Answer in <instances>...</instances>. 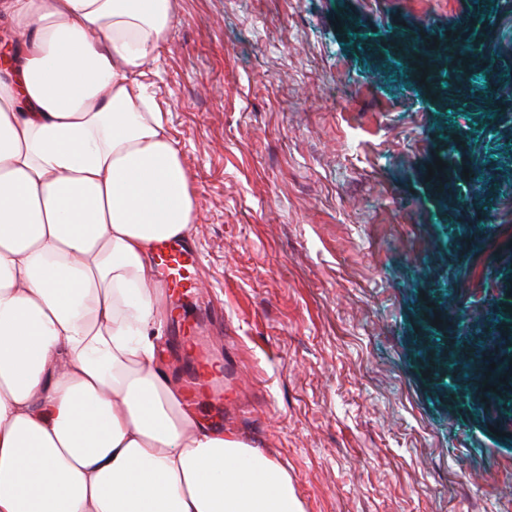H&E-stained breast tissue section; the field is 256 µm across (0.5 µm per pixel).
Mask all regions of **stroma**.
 Segmentation results:
<instances>
[{"label": "stroma", "instance_id": "stroma-1", "mask_svg": "<svg viewBox=\"0 0 512 512\" xmlns=\"http://www.w3.org/2000/svg\"><path fill=\"white\" fill-rule=\"evenodd\" d=\"M145 82L198 204L169 375L202 322L304 512H512V0H172Z\"/></svg>", "mask_w": 512, "mask_h": 512}]
</instances>
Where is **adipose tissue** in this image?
Here are the masks:
<instances>
[{"instance_id": "obj_1", "label": "adipose tissue", "mask_w": 512, "mask_h": 512, "mask_svg": "<svg viewBox=\"0 0 512 512\" xmlns=\"http://www.w3.org/2000/svg\"><path fill=\"white\" fill-rule=\"evenodd\" d=\"M171 0H0V512H303L160 354L196 194L145 65Z\"/></svg>"}]
</instances>
